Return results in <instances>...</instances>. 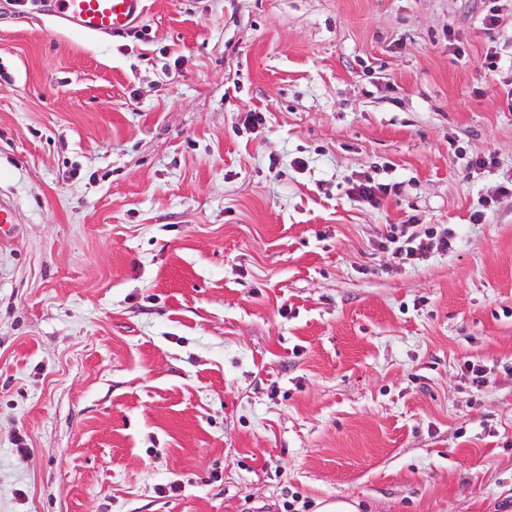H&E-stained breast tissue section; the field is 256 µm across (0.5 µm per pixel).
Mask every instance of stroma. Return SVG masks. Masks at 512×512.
<instances>
[{
	"label": "stroma",
	"mask_w": 512,
	"mask_h": 512,
	"mask_svg": "<svg viewBox=\"0 0 512 512\" xmlns=\"http://www.w3.org/2000/svg\"><path fill=\"white\" fill-rule=\"evenodd\" d=\"M511 93L512 0H0V512H512ZM52 15L67 29L86 36L117 34L140 19L145 0H51ZM415 239L413 233H408L406 228L398 230L393 226L388 235L387 243L383 245L382 249L393 259L406 261L414 256L417 249L413 246Z\"/></svg>",
	"instance_id": "stroma-1"
}]
</instances>
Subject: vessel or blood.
Here are the masks:
<instances>
[{
	"label": "vessel or blood",
	"mask_w": 512,
	"mask_h": 512,
	"mask_svg": "<svg viewBox=\"0 0 512 512\" xmlns=\"http://www.w3.org/2000/svg\"><path fill=\"white\" fill-rule=\"evenodd\" d=\"M144 10L145 0H52L51 12L65 28L101 36L128 30Z\"/></svg>",
	"instance_id": "b4317fda"
}]
</instances>
